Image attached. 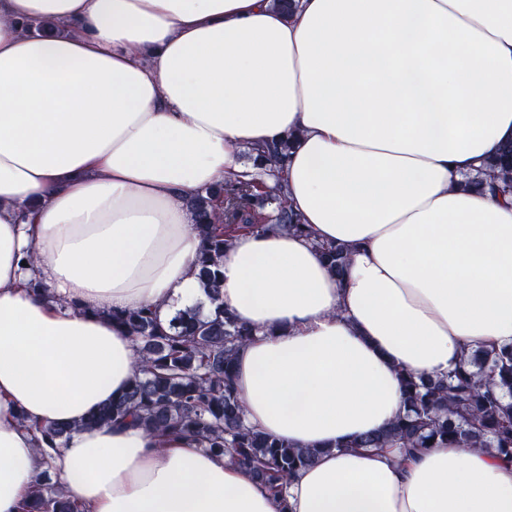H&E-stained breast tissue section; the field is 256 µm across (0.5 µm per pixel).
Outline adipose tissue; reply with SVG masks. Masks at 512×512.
<instances>
[{
    "label": "adipose tissue",
    "instance_id": "adipose-tissue-1",
    "mask_svg": "<svg viewBox=\"0 0 512 512\" xmlns=\"http://www.w3.org/2000/svg\"><path fill=\"white\" fill-rule=\"evenodd\" d=\"M288 136L311 234L238 232L222 293L254 330L247 423L322 451L291 512H512V460L348 445L403 413L399 369L512 344V198L462 186L512 139V0H0V512L47 464L84 512H279L191 439L102 426L45 455L33 426L125 390L111 312L203 300L190 200ZM317 247L328 263L330 270L337 276H342L349 261L348 248L335 243H318Z\"/></svg>",
    "mask_w": 512,
    "mask_h": 512
}]
</instances>
